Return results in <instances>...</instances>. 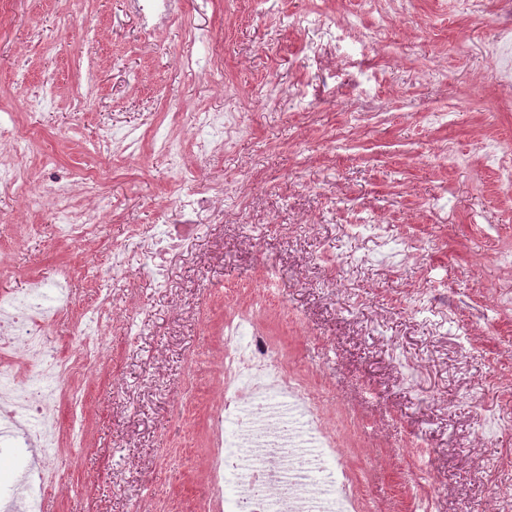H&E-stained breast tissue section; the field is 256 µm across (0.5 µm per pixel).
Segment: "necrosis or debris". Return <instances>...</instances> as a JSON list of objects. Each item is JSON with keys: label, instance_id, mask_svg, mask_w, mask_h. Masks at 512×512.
<instances>
[{"label": "necrosis or debris", "instance_id": "1", "mask_svg": "<svg viewBox=\"0 0 512 512\" xmlns=\"http://www.w3.org/2000/svg\"><path fill=\"white\" fill-rule=\"evenodd\" d=\"M383 0H356L355 10L329 25L320 7L296 18L320 40L299 46L306 62L321 72L319 95L350 94L357 107L379 102L381 70L370 56L382 42L381 27H364L365 16ZM505 21L490 45L492 75L512 89V0L504 4ZM199 137L194 156L209 162L244 128L234 112L207 109L193 113ZM179 180L195 182L179 200L184 220L134 229L148 245L144 265L155 264L159 245H179L200 234L196 216H223L224 185L201 181L194 168L177 167ZM96 173L80 181L54 179L43 184L32 204L49 203L63 217L59 237L69 243L99 235L103 226L94 210L71 208L76 188L93 189ZM71 272L55 268L28 280L22 291L0 293V450L23 456L27 464L10 478L11 496L0 498V512H39L41 499L55 488L58 459L85 444L87 407L75 381L80 370L94 367L107 330L120 326L108 305L81 313V336L71 352L51 350L47 332L56 316L75 306L67 285ZM218 393L208 414L213 448L209 463L210 500L206 512H357L349 477L328 437L311 391L273 350L268 336L250 315L222 323L219 331ZM66 405L67 422H59L58 405Z\"/></svg>", "mask_w": 512, "mask_h": 512}]
</instances>
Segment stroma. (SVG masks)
Returning a JSON list of instances; mask_svg holds the SVG:
<instances>
[{
  "mask_svg": "<svg viewBox=\"0 0 512 512\" xmlns=\"http://www.w3.org/2000/svg\"><path fill=\"white\" fill-rule=\"evenodd\" d=\"M310 7L179 0L146 32L130 0H0V107L33 134L27 169L49 155L64 176L99 171L101 190L73 204L104 226L58 243L57 219L27 206L34 183L0 185V291L67 265L77 306H92L116 243L136 281L110 286L113 315L135 323L107 337L104 370L87 375V441L45 512H152L160 494L201 512L214 331L241 309L317 397L361 512H426L430 491L436 512H498L512 498V197L481 159L487 139L512 146V94L485 55L500 0L478 14L462 0H405L371 55L382 107L358 117L342 95L295 99L319 81L295 52L309 38L295 20ZM202 30L208 40L193 42ZM214 56L223 71L205 75ZM435 64L443 80L429 76ZM46 80L52 96L25 111ZM91 80L97 95L76 103ZM201 107L238 113L247 133L203 168L226 187L224 217L200 214L205 231L160 259L162 288L131 230L180 223L182 186L163 155L92 149L151 114L188 141ZM358 208L380 228L353 233ZM179 398L191 409L182 427Z\"/></svg>",
  "mask_w": 512,
  "mask_h": 512,
  "instance_id": "obj_1",
  "label": "stroma"
}]
</instances>
